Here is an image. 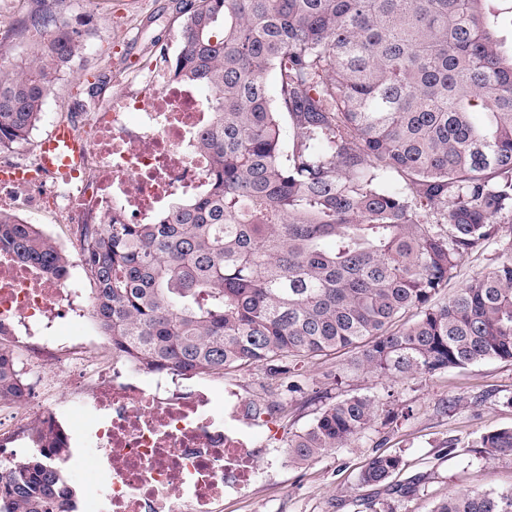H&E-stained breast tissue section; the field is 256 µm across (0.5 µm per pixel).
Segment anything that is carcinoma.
I'll list each match as a JSON object with an SVG mask.
<instances>
[{"instance_id": "carcinoma-1", "label": "carcinoma", "mask_w": 512, "mask_h": 512, "mask_svg": "<svg viewBox=\"0 0 512 512\" xmlns=\"http://www.w3.org/2000/svg\"><path fill=\"white\" fill-rule=\"evenodd\" d=\"M21 20L29 58L0 68V150L28 140L88 30L62 0ZM175 61L203 91L207 176L146 224L85 227L94 319L112 352L187 379L263 368L286 380L340 350L401 379L512 361V243L452 295L512 223V0H179ZM274 77L277 96L267 93ZM0 248L63 277L59 249L0 209ZM0 343V401L22 393ZM375 400L328 402L288 434L303 465L351 444ZM481 446L512 456V428ZM44 448L0 476V512H76ZM401 464L376 455L361 481ZM433 512H512V489ZM500 232L496 239L490 242L488 249L481 256H474L468 260L464 266L461 275L455 279L448 288V294L464 285L471 276L484 269L490 261L486 258H492L501 255L502 248L512 238V223L501 224Z\"/></svg>"}]
</instances>
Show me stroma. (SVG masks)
<instances>
[{
    "mask_svg": "<svg viewBox=\"0 0 512 512\" xmlns=\"http://www.w3.org/2000/svg\"><path fill=\"white\" fill-rule=\"evenodd\" d=\"M32 0H12L0 11V45L7 47L0 66L24 59L30 38L20 21ZM66 24L88 23L87 46L50 90L28 143L11 154L36 159L40 144L63 120L91 129L81 108L87 99L104 103L126 90L155 60L157 45L181 47L182 19L176 0H63ZM97 78L95 89L87 79ZM340 352L308 365L303 389L287 396L288 409L266 427L252 428L258 446L250 487L224 498L223 512H432L458 490L512 488V456H495L480 447L481 436L512 426V362L488 360L432 376L393 380L345 369ZM237 388L247 402L270 405L280 386L263 369L237 371L215 382L216 408L224 406L225 387ZM366 394L377 400V420L345 448L328 451L300 466L288 459V434L308 427L325 397ZM393 454L400 469L383 485L362 484L359 476L375 455Z\"/></svg>",
    "mask_w": 512,
    "mask_h": 512,
    "instance_id": "obj_1",
    "label": "stroma"
}]
</instances>
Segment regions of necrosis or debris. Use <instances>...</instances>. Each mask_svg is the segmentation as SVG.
Instances as JSON below:
<instances>
[{"label":"necrosis or debris","instance_id":"1","mask_svg":"<svg viewBox=\"0 0 512 512\" xmlns=\"http://www.w3.org/2000/svg\"><path fill=\"white\" fill-rule=\"evenodd\" d=\"M168 54L142 74L136 88L91 110L86 159L71 179L41 176L0 180V199L30 212L52 208L73 240L83 227L112 217L147 220L172 196L203 180L206 166L189 151L207 118L200 93L169 71ZM137 124H130V115ZM92 301L67 279L45 275L0 248V341L25 375L22 401L0 402V447L14 436L53 430L69 448L71 471L95 466L83 512H222L224 496L242 492L253 476L248 435L227 428L225 415L259 421L234 389L228 412L213 408L212 381L184 382L114 355H96L85 331ZM68 332H61L60 324ZM70 389L59 394V372ZM82 406L83 423L61 424L57 409Z\"/></svg>","mask_w":512,"mask_h":512}]
</instances>
